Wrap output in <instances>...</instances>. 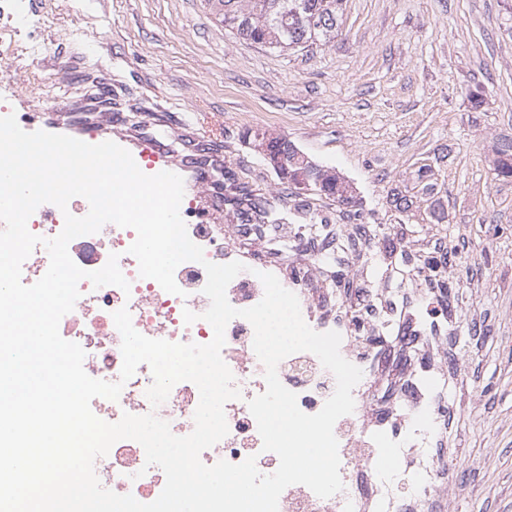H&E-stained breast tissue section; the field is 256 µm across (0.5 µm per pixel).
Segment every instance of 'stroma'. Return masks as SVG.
<instances>
[{
	"label": "stroma",
	"instance_id": "obj_1",
	"mask_svg": "<svg viewBox=\"0 0 512 512\" xmlns=\"http://www.w3.org/2000/svg\"><path fill=\"white\" fill-rule=\"evenodd\" d=\"M20 2L41 23L27 35L0 26V54L24 57L0 73V86L31 107L33 75L54 74L55 95L87 116L111 99L113 142L160 152L162 171H209L211 186L185 180V197L223 198L226 168L265 196L287 194L255 132L287 136L353 183L365 224L397 253L389 264L377 253L358 265L369 241L351 238L348 212L302 192L337 233L317 291L353 302L407 287L432 307L450 305L454 387L437 448L457 467L430 512H512V180H498L492 166L498 143L512 139V0H345L335 38L307 52L244 41L205 0H83L80 19L70 0ZM78 22L99 61L57 72L59 54L74 51L61 31ZM478 87L476 109L469 93ZM396 192L412 200L409 211L390 206ZM216 218L257 261L290 268L314 257L306 241L272 255L268 241L287 236L286 225L246 236L226 211ZM440 254L449 260L435 283L415 279L417 264ZM445 283L454 301L443 297Z\"/></svg>",
	"mask_w": 512,
	"mask_h": 512
}]
</instances>
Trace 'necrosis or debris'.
I'll use <instances>...</instances> for the list:
<instances>
[{
    "mask_svg": "<svg viewBox=\"0 0 512 512\" xmlns=\"http://www.w3.org/2000/svg\"><path fill=\"white\" fill-rule=\"evenodd\" d=\"M88 211L89 204L81 197L64 211L45 203L29 218L28 229L52 238L61 232L65 214L82 217ZM179 213L190 239L203 248L207 261L250 264V256L225 234L223 225L209 223L207 213L195 200L183 199ZM135 239L134 229L108 223L99 232L77 237L69 244L71 258L87 271L100 269L110 254H118L119 268L130 283L125 292L111 285L96 288L90 280H81L80 296L59 324L61 336L84 350L85 372L109 382L119 380L122 367L121 335L112 317L119 309H128L134 328L149 338L205 344L214 335L212 326L201 318L210 304L203 292L207 280L203 265L192 261L179 265L175 280L181 292L168 293L155 280L140 277L138 261L128 252ZM280 283L297 295L302 317L313 330L340 334L341 355L358 366L363 375L352 391L354 412L338 419L334 426L343 491L321 498L308 487L295 484L282 492L279 512H427L432 495L454 473L452 459L440 455L434 446L440 432L442 393L447 386L443 368L421 360L410 390L388 402L381 418L369 416L377 406L371 390L374 365L382 352L379 339L391 333L396 320L407 317V310L370 299L360 306H346L341 315L335 316L314 301L309 269L281 277ZM187 309L198 315L189 325L183 320ZM253 337V328L245 319H233L226 327L222 358L241 396L224 407L228 435L204 450L201 460L207 465L221 460L239 463L252 456L259 472L269 475L276 471L279 458L263 451L257 423L248 408L249 400L266 389L264 366L253 349ZM277 372L281 383L296 393L299 408L307 414L319 412L336 388L334 375L309 352L288 356ZM152 382L150 367L140 365L124 382L118 400L93 399L91 410L110 423L126 413H152L168 422L174 435L190 434L199 403L196 385L177 383L167 401L155 408L146 396ZM94 468L104 488L133 495L143 503L154 501L165 485L163 470L156 465L146 466L145 451L133 440L117 441L106 456L96 460Z\"/></svg>",
    "mask_w": 512,
    "mask_h": 512,
    "instance_id": "necrosis-or-debris-1",
    "label": "necrosis or debris"
}]
</instances>
